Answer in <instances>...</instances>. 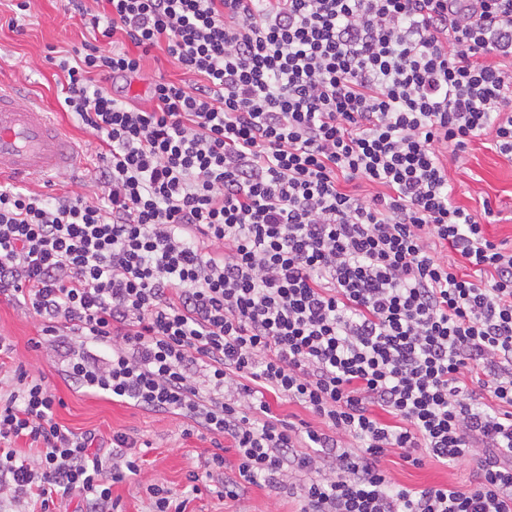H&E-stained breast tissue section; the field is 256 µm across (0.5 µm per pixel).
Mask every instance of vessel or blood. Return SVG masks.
Wrapping results in <instances>:
<instances>
[{
	"instance_id": "obj_1",
	"label": "vessel or blood",
	"mask_w": 512,
	"mask_h": 512,
	"mask_svg": "<svg viewBox=\"0 0 512 512\" xmlns=\"http://www.w3.org/2000/svg\"><path fill=\"white\" fill-rule=\"evenodd\" d=\"M79 155L50 113L36 102L21 103L0 84V177L52 180L74 167Z\"/></svg>"
}]
</instances>
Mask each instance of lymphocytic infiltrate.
Returning a JSON list of instances; mask_svg holds the SVG:
<instances>
[{
	"label": "lymphocytic infiltrate",
	"instance_id": "f902f5d3",
	"mask_svg": "<svg viewBox=\"0 0 512 512\" xmlns=\"http://www.w3.org/2000/svg\"><path fill=\"white\" fill-rule=\"evenodd\" d=\"M86 2L65 10L93 38L58 68L64 110L101 140L97 192L0 185V297L41 319L65 379L228 440L225 499L264 484L300 512H512V251L448 180L477 140L512 157V0ZM156 48L183 80L126 106L104 80ZM14 376L9 503L68 512L77 492L117 512L135 440L113 434L104 470L95 434ZM391 452L474 462L470 486H396ZM272 403L274 405V411L286 421L299 423L301 420L315 423V416L308 410L304 409L301 405L294 402H288V399L273 398Z\"/></svg>",
	"mask_w": 512,
	"mask_h": 512
}]
</instances>
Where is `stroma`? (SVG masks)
<instances>
[{
  "label": "stroma",
  "mask_w": 512,
  "mask_h": 512,
  "mask_svg": "<svg viewBox=\"0 0 512 512\" xmlns=\"http://www.w3.org/2000/svg\"><path fill=\"white\" fill-rule=\"evenodd\" d=\"M88 37L83 21L65 14L61 0H30L24 12L16 9L15 0H0V83L18 89L22 95L37 97L54 113L81 157L77 175H62L51 184L28 182L29 190L51 202L68 192L91 188L101 143L62 108L59 79L45 57L51 53L60 58L71 56ZM182 77L175 61L156 48L145 56L139 78L126 87L118 82L111 84L110 89L119 99L146 107L150 104L151 82L159 78L176 82ZM448 175L458 205L478 212L483 201H490L494 217L484 230L490 239L506 243L512 249V158L476 143L464 159L449 161ZM41 329L38 317L0 300V337L11 347L9 356L0 359V395L13 391V371L21 364L62 399V406L55 409V419L60 425L104 439L116 432L134 437L136 452L143 460L141 472L112 488V495L119 498L123 512H149L147 488L152 484L186 493L187 512H297V499L285 491L265 486L246 487L235 501L217 497L211 483L201 492H190L189 472L204 473L206 460L216 451L211 437L184 436L187 422L181 417L143 411L72 389L57 371L56 353L40 347ZM384 466L392 481L406 488L439 484L464 488L471 478V469L465 464L450 468L429 459L417 468L395 453L386 456Z\"/></svg>",
  "instance_id": "stroma-1"
}]
</instances>
